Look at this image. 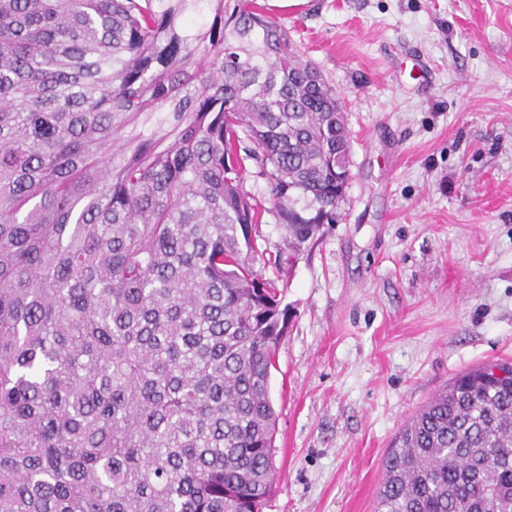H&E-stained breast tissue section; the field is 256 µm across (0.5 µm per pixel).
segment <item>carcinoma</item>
Here are the masks:
<instances>
[{
    "label": "carcinoma",
    "mask_w": 512,
    "mask_h": 512,
    "mask_svg": "<svg viewBox=\"0 0 512 512\" xmlns=\"http://www.w3.org/2000/svg\"><path fill=\"white\" fill-rule=\"evenodd\" d=\"M296 244L352 178L342 98L258 0H0V512H262ZM375 512H512V364L403 426ZM257 171L255 165L251 161H247L246 170L243 173V185L263 207L268 208L269 188L267 182L258 176Z\"/></svg>",
    "instance_id": "carcinoma-1"
}]
</instances>
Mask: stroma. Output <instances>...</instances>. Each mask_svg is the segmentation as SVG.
I'll return each instance as SVG.
<instances>
[{
    "instance_id": "stroma-1",
    "label": "stroma",
    "mask_w": 512,
    "mask_h": 512,
    "mask_svg": "<svg viewBox=\"0 0 512 512\" xmlns=\"http://www.w3.org/2000/svg\"><path fill=\"white\" fill-rule=\"evenodd\" d=\"M345 98L353 179L301 252L256 245L291 318L263 512H375L402 426L512 361V0H261Z\"/></svg>"
}]
</instances>
